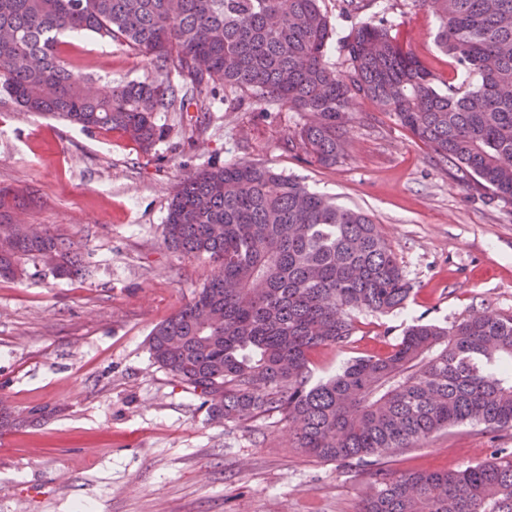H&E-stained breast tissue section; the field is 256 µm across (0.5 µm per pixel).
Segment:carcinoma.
I'll return each instance as SVG.
<instances>
[{
    "mask_svg": "<svg viewBox=\"0 0 512 512\" xmlns=\"http://www.w3.org/2000/svg\"><path fill=\"white\" fill-rule=\"evenodd\" d=\"M422 4L438 19L437 46L464 76L458 85L439 89L383 20L352 30L349 71L338 74L320 0H0V33L12 36L0 40V92L84 131L120 130L148 152L168 133L157 113L208 112L222 85L240 103L309 114L299 147L321 166L345 151L352 100L369 98L471 190L511 201L512 0ZM87 32L134 50L156 78L92 95L59 39ZM18 198L0 188V278L23 276L30 260L73 274V243L48 227L10 223ZM163 236L216 267L148 339L154 362L199 392L211 419L285 415L305 453L369 468L361 512H512L509 453L399 475L376 463L464 424L512 429V316L418 322L387 354L356 357L312 384V352L349 344L354 312L400 309L411 291L368 215L261 164H210L177 185ZM44 416L43 408L0 407V434Z\"/></svg>",
    "mask_w": 512,
    "mask_h": 512,
    "instance_id": "cac0c4a2",
    "label": "carcinoma"
}]
</instances>
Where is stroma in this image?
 <instances>
[{"label": "stroma", "mask_w": 512, "mask_h": 512, "mask_svg": "<svg viewBox=\"0 0 512 512\" xmlns=\"http://www.w3.org/2000/svg\"><path fill=\"white\" fill-rule=\"evenodd\" d=\"M321 0L335 33L329 61L346 72L342 42L387 19L440 83L455 80L421 0ZM64 57L93 89L155 75L128 46L66 37ZM169 133L145 153L122 132L81 131L0 101V187L33 189L14 213L79 247L85 269L50 266L0 279V405L47 407L0 435V512H359L366 467L295 448L278 414L210 420L191 387L152 360L148 337L213 272L169 250L163 224L179 180L208 164H263L365 212L395 252L411 292L404 308L358 312L352 341L312 353V380L351 358L388 353L414 321L452 324L477 311L512 316V204L472 194L454 169L377 102L356 99L336 165L307 162L294 144L303 113L215 103L161 112ZM512 451V430L461 425L421 447L379 457L394 473L463 468Z\"/></svg>", "instance_id": "1"}]
</instances>
